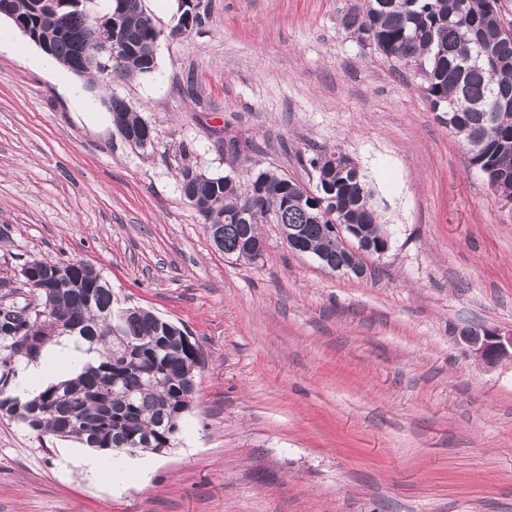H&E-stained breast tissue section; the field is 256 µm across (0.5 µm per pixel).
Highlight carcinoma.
I'll return each mask as SVG.
<instances>
[{"label":"carcinoma","mask_w":512,"mask_h":512,"mask_svg":"<svg viewBox=\"0 0 512 512\" xmlns=\"http://www.w3.org/2000/svg\"><path fill=\"white\" fill-rule=\"evenodd\" d=\"M64 27L39 23L41 0H7L10 21L48 42L45 53L74 74L92 79L105 67L88 55L91 21L80 0H52ZM101 25L119 28L127 48L112 60L122 77L147 75L156 68L159 30L142 0H114ZM345 29L364 41L374 32L379 53L399 61L405 55L425 65L428 104L442 102L453 113L450 132L466 147L468 163L487 184L512 182V31L503 24L498 0H363L343 18ZM112 123L130 144L142 148L154 129L126 101H110ZM497 112L499 124L486 116ZM321 162L322 149L309 159L321 184L334 190L324 199L300 200L299 184L271 170L248 171L241 182L190 166L179 172L184 198L204 220L215 246L246 262L257 255L250 241H263L262 224H278L297 235L304 249L328 259L332 269L365 268L363 254L336 233L354 225L362 240L378 246L387 228L376 202L360 186L362 168ZM323 208L316 209L318 203ZM15 276L0 277V415L39 441L70 440L84 448L123 451L131 456L159 453L179 443L190 410L196 375L185 363L199 355L185 328L139 307H117L112 285L81 260L19 258ZM23 284L33 296H19ZM60 336H77L93 346L94 362L81 372L47 385L30 400L12 390L20 370L39 360Z\"/></svg>","instance_id":"carcinoma-1"}]
</instances>
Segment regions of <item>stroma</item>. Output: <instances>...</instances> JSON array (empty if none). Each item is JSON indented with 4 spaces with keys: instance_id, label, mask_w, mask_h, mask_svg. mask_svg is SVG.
Here are the masks:
<instances>
[{
    "instance_id": "obj_1",
    "label": "stroma",
    "mask_w": 512,
    "mask_h": 512,
    "mask_svg": "<svg viewBox=\"0 0 512 512\" xmlns=\"http://www.w3.org/2000/svg\"><path fill=\"white\" fill-rule=\"evenodd\" d=\"M362 0H142L161 36L148 76L87 81L0 18V276L18 257L75 259L121 306L200 347L176 448L115 458L39 446L0 417V512H512V358L486 366L461 333L512 331V203L404 68L343 25ZM155 138L130 145L110 97ZM314 187L337 147L382 200L388 250L364 276L324 269L265 224L263 256L216 248L183 198V165L224 175L221 138ZM178 10L176 12L177 23L172 27L170 31L171 36H180L186 34V32L190 31L193 25V21L199 14V5L200 1L198 0H177ZM199 18L197 23L193 26H197L199 24ZM192 28V29H193Z\"/></svg>"
}]
</instances>
